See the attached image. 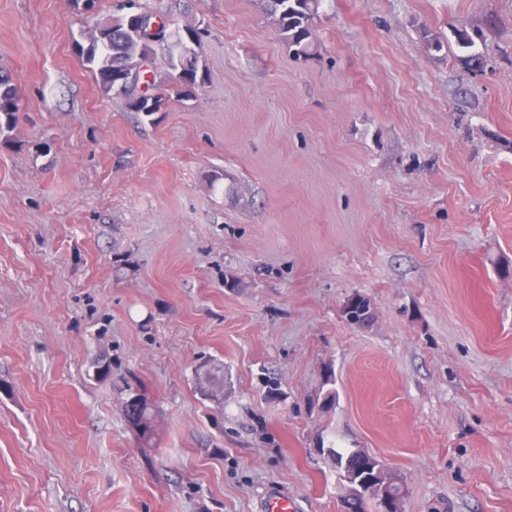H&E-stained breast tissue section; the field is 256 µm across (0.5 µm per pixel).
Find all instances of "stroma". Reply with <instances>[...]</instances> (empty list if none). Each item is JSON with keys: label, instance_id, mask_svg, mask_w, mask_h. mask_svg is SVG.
Masks as SVG:
<instances>
[{"label": "stroma", "instance_id": "stroma-1", "mask_svg": "<svg viewBox=\"0 0 512 512\" xmlns=\"http://www.w3.org/2000/svg\"><path fill=\"white\" fill-rule=\"evenodd\" d=\"M139 4L201 32L151 115L0 0V512H343L323 441L512 512V0H320L306 60L264 0ZM19 98L8 74L0 72V140L9 144L19 119Z\"/></svg>", "mask_w": 512, "mask_h": 512}]
</instances>
